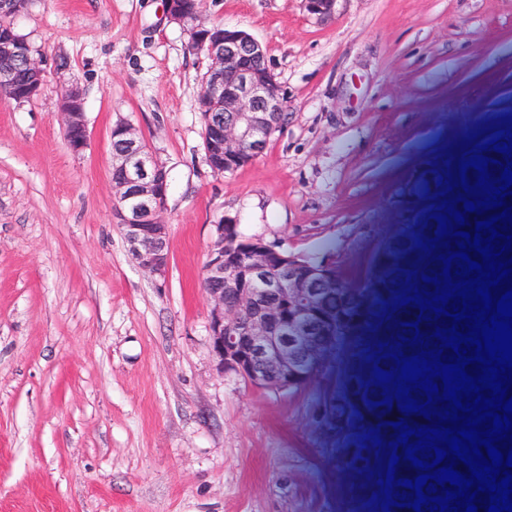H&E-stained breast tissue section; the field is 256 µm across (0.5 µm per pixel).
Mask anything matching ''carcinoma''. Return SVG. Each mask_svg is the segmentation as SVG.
<instances>
[{
	"label": "carcinoma",
	"instance_id": "cac0c4a2",
	"mask_svg": "<svg viewBox=\"0 0 512 512\" xmlns=\"http://www.w3.org/2000/svg\"><path fill=\"white\" fill-rule=\"evenodd\" d=\"M438 178H422L415 185V192L423 199L437 197ZM437 222L406 224L389 234L371 255L364 273L353 272L349 275L340 269H334L337 288L326 293L321 302V314L336 320V330L329 336L322 333L319 323H314L313 332L306 348L300 350L302 358L301 373L288 388L299 389L307 385L338 351H345L340 369L339 389L331 411L330 430L342 443V453L338 459V470L343 478V493L352 512H368L373 505L368 499L380 490L376 485L378 477L368 481L363 473L374 467V456L381 454L382 448L366 450L365 435L369 430L380 428L384 441L394 440L395 430L390 425L378 426L381 420L398 421L403 417L397 406L387 410V405H368L367 401H380L382 389L367 382L375 380L372 365L386 370L390 366L384 361L370 358L369 347L391 336L390 320L379 321L385 304H395L396 290L405 283L408 273L414 268L427 265L423 274L439 268L437 262L426 264V260H417L424 256L417 244V238L435 237ZM385 412L379 416L378 412Z\"/></svg>",
	"mask_w": 512,
	"mask_h": 512
}]
</instances>
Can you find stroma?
<instances>
[{
    "label": "stroma",
    "instance_id": "1",
    "mask_svg": "<svg viewBox=\"0 0 512 512\" xmlns=\"http://www.w3.org/2000/svg\"><path fill=\"white\" fill-rule=\"evenodd\" d=\"M250 33L288 98L264 152L218 175L198 109L203 54L164 0H30L43 59L28 102L0 97V512H347L328 428L335 369L297 390L220 373L203 288L230 218L289 255L362 270L450 141L512 115V0H203ZM79 87L90 137L66 142ZM168 171L157 281L112 222L111 131ZM60 111L69 148L74 153L82 152L88 144V127L82 93L77 89H68L61 97Z\"/></svg>",
    "mask_w": 512,
    "mask_h": 512
}]
</instances>
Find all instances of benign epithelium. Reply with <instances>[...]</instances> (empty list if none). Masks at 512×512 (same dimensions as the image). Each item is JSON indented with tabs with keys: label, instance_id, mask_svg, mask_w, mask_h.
<instances>
[{
	"label": "benign epithelium",
	"instance_id": "7a95c632",
	"mask_svg": "<svg viewBox=\"0 0 512 512\" xmlns=\"http://www.w3.org/2000/svg\"><path fill=\"white\" fill-rule=\"evenodd\" d=\"M319 22L334 18L337 0H303ZM168 18L189 34L190 46L207 60L199 98L204 120V154L217 174L250 164L281 126L286 100L265 61L262 45L237 29H206L196 24L182 0H165ZM44 85L42 59L15 31L0 37V87L19 89L22 99L38 96ZM60 115L74 153L88 144L84 98L77 89L61 97ZM111 138L122 150L112 151V214L136 264L157 280L169 268L168 224L163 219L169 190L168 172L139 137L133 124L119 122ZM232 219L213 225L205 266V292L211 302L212 353L221 372H234L256 387H288L299 372L292 348L305 342L324 292L336 277L324 271L298 276L297 259L261 239L242 251L231 242ZM239 289L238 303H224V285ZM280 300L261 302L263 294Z\"/></svg>",
	"mask_w": 512,
	"mask_h": 512
}]
</instances>
